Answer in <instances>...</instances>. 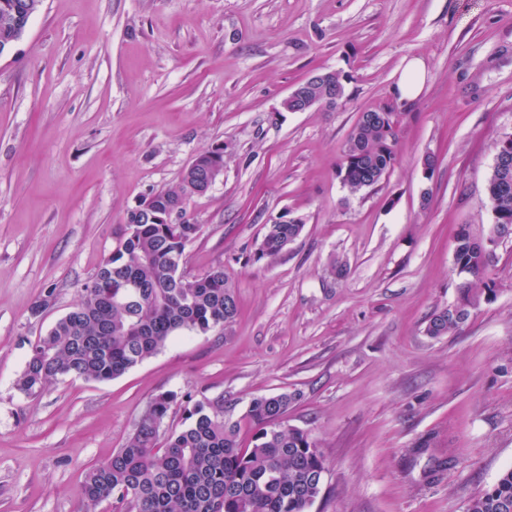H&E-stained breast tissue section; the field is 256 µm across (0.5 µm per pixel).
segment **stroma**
Returning a JSON list of instances; mask_svg holds the SVG:
<instances>
[{
    "label": "stroma",
    "instance_id": "35a3bbf8",
    "mask_svg": "<svg viewBox=\"0 0 512 512\" xmlns=\"http://www.w3.org/2000/svg\"><path fill=\"white\" fill-rule=\"evenodd\" d=\"M414 57L424 87L407 105L394 88ZM329 70L341 104L281 110ZM381 108L400 117L397 160L350 195L343 146ZM506 133L512 0H43L0 55V512H87L85 470L164 391L173 426L223 398L245 447L252 398L295 394L284 423L327 467L310 512H466L512 467V241L492 301L455 335L425 327L456 298V228L494 222L486 180ZM216 143L224 172L189 203L200 231L184 256L190 274H229L234 320L117 379L21 393L31 343L74 307L128 210ZM282 215L301 235L257 260ZM307 80H308V78L297 84V88H301V92L303 90H306L309 86H312L313 84H315L316 80H320V81L326 80L327 82H330L331 84H333L334 87L336 86L338 97L336 100L331 101L329 103V105L327 106L328 108H335L336 105L339 103V101L344 96L345 88H344V84H343V77L339 72L335 71L334 75L328 74V73H320V74H316L313 77V79L310 80L309 82H307ZM297 88L294 87L291 90V92L282 100L281 107L285 112H306L315 107L316 108L324 107L329 102V99H323V98L313 99V100L300 98L299 94L297 93ZM289 102L295 103L293 109L288 108Z\"/></svg>",
    "mask_w": 512,
    "mask_h": 512
}]
</instances>
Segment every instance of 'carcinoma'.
<instances>
[{"mask_svg": "<svg viewBox=\"0 0 512 512\" xmlns=\"http://www.w3.org/2000/svg\"><path fill=\"white\" fill-rule=\"evenodd\" d=\"M317 80L336 86L338 99L329 103L336 107L345 93L342 75L320 73L297 87L315 95ZM398 141L397 113L360 114L338 166L350 193L381 181L394 165ZM495 148L508 159L509 174L492 165L488 201L494 223L512 226V141H498ZM189 176L185 171L175 186L153 193L150 210L122 225L112 254L85 284L78 303L32 344L18 390L37 395L63 377L112 380L157 354L176 333L206 335L234 319L238 306L224 267L200 275L182 270L185 247L199 225L155 219L172 204L188 206ZM302 229L291 222L269 225L257 259L276 258ZM455 240L457 296L430 316L425 332L432 338L455 334L494 293L489 271L496 251L478 250L465 225L458 226ZM294 400L288 393L253 398L247 418L257 431L252 447L243 449L238 424L224 418V403L208 398L187 411L181 428L161 431L177 394L159 393L127 443L86 471V499L93 505L111 499L126 512H308L322 491L326 466L307 432L278 424ZM509 505L512 468L473 498L466 512H506Z\"/></svg>", "mask_w": 512, "mask_h": 512, "instance_id": "carcinoma-1", "label": "carcinoma"}]
</instances>
